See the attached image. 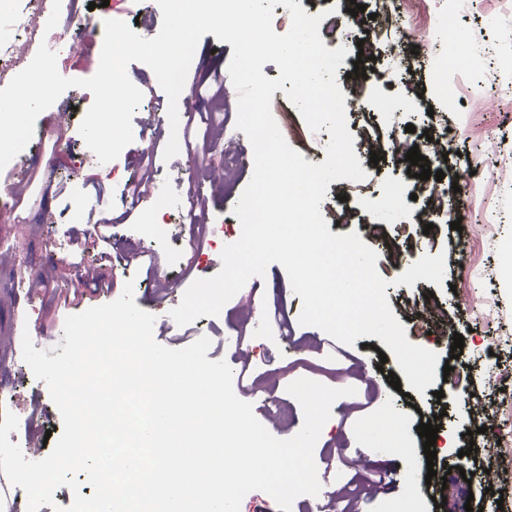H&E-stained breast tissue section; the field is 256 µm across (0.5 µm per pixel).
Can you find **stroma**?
<instances>
[{
    "instance_id": "stroma-1",
    "label": "stroma",
    "mask_w": 512,
    "mask_h": 512,
    "mask_svg": "<svg viewBox=\"0 0 512 512\" xmlns=\"http://www.w3.org/2000/svg\"><path fill=\"white\" fill-rule=\"evenodd\" d=\"M303 9L323 12L335 9L344 26L342 42L326 41L328 49L345 46L343 72H351L357 58V43L364 27L354 24L348 12L350 0H298ZM90 0H11L18 11L27 13L32 26L50 39L57 54V68L68 78L85 77L82 41L94 40L99 25L119 19L133 25L136 33L151 38L160 30L162 15L156 0H109L108 6L90 8ZM456 15L454 38L436 40L426 61L413 72L386 79L380 61H365L361 94L364 111L348 114L349 126H368L381 138L406 135L409 142L426 145L425 129L435 125L436 115L447 114L449 133L445 162H431L443 171L444 185L458 184L459 192L448 195V212L434 218L427 200L420 196V179L408 172L405 160L387 158L373 164L362 159L366 177L362 191L343 194L341 181H331L324 206L347 208L348 223L329 224L335 235L363 232V221L375 210L391 208L400 221L387 225L369 247L379 255L376 268L388 283L389 306L402 326H410L408 300L433 295L441 311L431 333L415 343L436 352L440 360L466 373L458 383L436 379L431 392L407 400L389 384V372L398 371L396 360L381 362L377 350L383 342L367 337L365 345L336 341L313 326L299 323L302 300L295 295L284 268L271 264L264 276L250 279L223 307L219 316L197 318L178 326L170 316L193 281L217 274L221 251L241 235L234 208L253 174L251 145L236 127V103H229L228 116L180 115V123L191 126L194 159L179 155L164 159L170 135L166 94L153 71L140 62L130 63L128 75L142 91L143 100L132 118L134 140L119 157L100 163L90 153L79 133L83 116L92 104V94L83 88L66 90L36 119L28 143L36 163L20 168L7 165L0 170V281L37 282L39 295L24 302L20 311L27 333L0 334V361L7 366L1 377L12 386L0 398L19 418L13 433L20 447L38 444V457H46V433L60 435L61 416L44 381L36 380L22 359V338L30 336L35 349L50 350L64 340L68 315L111 302L119 297L126 281H133L136 305L156 318L154 337L169 348H183L200 337L210 340L209 360H225L233 372H246L247 386H235L236 395L249 403H262L258 420L277 438L294 436L304 417L298 401L287 393L292 381L306 377L333 388L355 387L351 396L338 398L314 449L321 491L298 497L292 512H314L333 503L339 512H463L469 493L488 488L483 470L474 469L463 451L468 445L483 448L487 437L480 433L484 420L467 397L483 393V403L499 406L501 391L486 388L490 373L512 371V344L499 347L493 355L484 352L488 329L512 337V181L498 177V169L512 160V16L505 15L502 0H468L457 10L455 0H426L423 24ZM233 47L205 34L191 63L186 90L208 86L214 74H227ZM468 86L483 104L482 111L448 108V93ZM415 100L412 112L389 111L390 103ZM63 113L54 123L53 113ZM414 133H406V125ZM232 139L240 163L224 166V141ZM497 142L501 154L486 151ZM198 164L203 177L198 185L202 213L191 224L181 209L180 199H170L164 212L154 207L157 193L186 181L191 164ZM149 174L151 191L137 202L122 203L127 184ZM112 216L110 238L102 250L77 251L76 243L94 238L101 214ZM166 226L163 237L151 233L154 219ZM460 222L453 230L451 222ZM495 225V235L474 234L473 226ZM195 246H187L188 238ZM402 238V265H391L386 257L395 238ZM107 251L111 263L100 267L99 253ZM444 254L445 277L436 284L419 279L413 285H395L407 265L423 255ZM102 268L113 290L95 287L84 274ZM462 334L464 347L451 358L450 342L441 340L442 330ZM261 386L270 392L259 401L252 392ZM443 398H436V391ZM439 416L434 445L437 461L449 467L442 488L428 487L424 471L423 438L417 432L419 418ZM474 438H467V431ZM471 480H463V473ZM402 475L415 482L413 495L386 486V479ZM445 498L436 508V498Z\"/></svg>"
}]
</instances>
